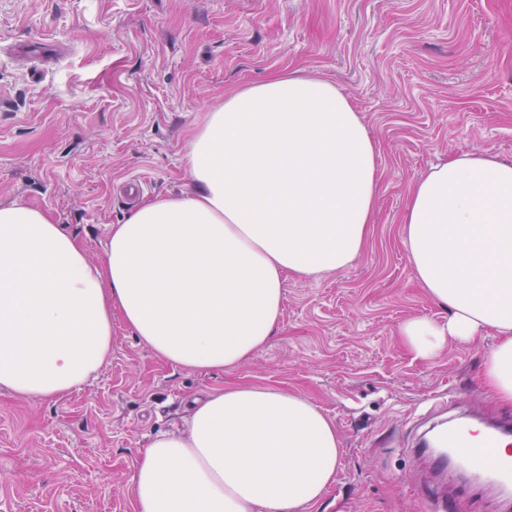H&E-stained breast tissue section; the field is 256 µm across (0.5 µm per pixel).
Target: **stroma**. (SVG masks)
Masks as SVG:
<instances>
[{
	"label": "stroma",
	"instance_id": "obj_1",
	"mask_svg": "<svg viewBox=\"0 0 512 512\" xmlns=\"http://www.w3.org/2000/svg\"><path fill=\"white\" fill-rule=\"evenodd\" d=\"M43 40L57 45L51 61L14 57ZM297 71L335 84L377 146L361 252L316 279L286 275L276 331L236 368L162 362L116 316L111 360L78 390L0 392V512H133L140 450L186 430L193 399L229 384L302 393L334 421L336 480L305 512H427L412 427L512 417L481 378L493 334L424 364L398 333L448 316L408 260L413 183L463 152L512 162V0H0V204L46 211L99 261L132 211L117 185L192 192L186 138L205 112Z\"/></svg>",
	"mask_w": 512,
	"mask_h": 512
}]
</instances>
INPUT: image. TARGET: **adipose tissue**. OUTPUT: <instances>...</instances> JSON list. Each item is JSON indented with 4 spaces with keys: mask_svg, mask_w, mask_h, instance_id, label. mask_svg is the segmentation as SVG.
Returning a JSON list of instances; mask_svg holds the SVG:
<instances>
[{
    "mask_svg": "<svg viewBox=\"0 0 512 512\" xmlns=\"http://www.w3.org/2000/svg\"><path fill=\"white\" fill-rule=\"evenodd\" d=\"M192 193L157 196L113 225L100 263L43 210L0 205V389L58 398L112 357L120 316L166 362L237 367L282 315L283 280L340 270L375 209L376 147L332 83L288 75L209 110L186 146ZM415 277L447 319L399 334L416 359L491 331L483 382L512 404V163L464 153L417 181L405 207ZM342 448L309 397L230 385L187 432L154 437L132 477L134 512H304Z\"/></svg>",
    "mask_w": 512,
    "mask_h": 512,
    "instance_id": "adipose-tissue-1",
    "label": "adipose tissue"
}]
</instances>
